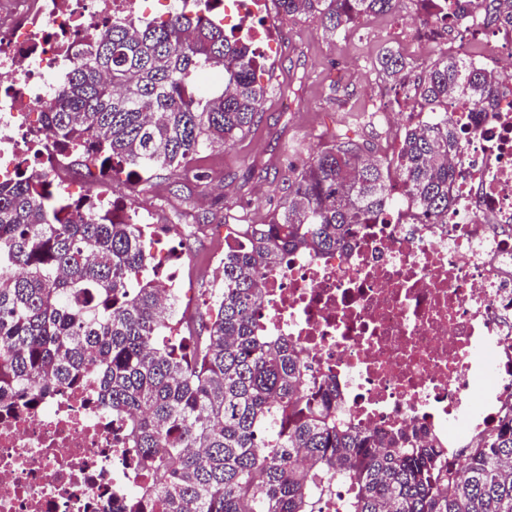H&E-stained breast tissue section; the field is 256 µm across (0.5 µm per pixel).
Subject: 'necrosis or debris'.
Wrapping results in <instances>:
<instances>
[{
    "instance_id": "1",
    "label": "necrosis or debris",
    "mask_w": 512,
    "mask_h": 512,
    "mask_svg": "<svg viewBox=\"0 0 512 512\" xmlns=\"http://www.w3.org/2000/svg\"><path fill=\"white\" fill-rule=\"evenodd\" d=\"M146 2L0 0V179L31 163L67 191L83 179L102 206L135 204L148 223L150 201L60 156L35 118L67 75L68 46L121 18L150 20ZM450 109L463 147L448 212L411 223L391 177L393 206L347 247L292 254L265 276L260 327L335 381L346 422L416 431L454 459L512 413V92L480 114ZM144 479L127 420L99 403L95 377L0 409V512H112Z\"/></svg>"
}]
</instances>
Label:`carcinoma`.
Returning <instances> with one entry per match:
<instances>
[{"instance_id": "carcinoma-1", "label": "carcinoma", "mask_w": 512, "mask_h": 512, "mask_svg": "<svg viewBox=\"0 0 512 512\" xmlns=\"http://www.w3.org/2000/svg\"><path fill=\"white\" fill-rule=\"evenodd\" d=\"M290 16L322 19L336 35L400 0H275ZM433 27L448 0H420ZM486 26L512 28V0H477ZM72 61L44 129L69 153L152 175L185 170L200 152L243 137L267 89L251 44L201 16L156 25L136 17L103 25L70 47ZM218 68L224 90L206 94ZM387 105L417 113L400 137L397 167L427 221L451 205L461 129L448 102L490 104L502 75L446 49L418 74L400 51L377 57ZM390 162L336 140L291 167L288 207L249 224L224 250V284L207 335L163 340L174 312L143 275L148 256L134 215L67 202L23 170L0 182V404L33 399L98 375L102 404L127 418L137 462L151 481L122 512H512V415L464 463L341 420L336 383L316 377L286 339L261 336V278L288 255L345 247L393 205Z\"/></svg>"}]
</instances>
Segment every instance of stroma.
<instances>
[{
  "instance_id": "obj_1",
  "label": "stroma",
  "mask_w": 512,
  "mask_h": 512,
  "mask_svg": "<svg viewBox=\"0 0 512 512\" xmlns=\"http://www.w3.org/2000/svg\"><path fill=\"white\" fill-rule=\"evenodd\" d=\"M416 0H401L396 17L372 15L347 34L325 35L315 16L281 15L266 0L261 26L270 42L261 54L256 78L267 95L257 123L244 140L206 150L187 170L158 172L135 186L137 195L156 200L146 240L160 238L177 248L179 260L163 275L185 281L177 307L193 313L194 333H202L209 303L219 285L212 268L224 256L226 242L241 224L267 223L288 198V168L300 164L334 138L358 143L366 157L398 150L399 130L407 115L386 108L384 83L374 62L385 48L395 46L400 32L426 42L430 56L454 47L477 53L489 69L499 60L489 44L490 30L440 38L428 31H407L421 16ZM192 214V225L182 221Z\"/></svg>"
}]
</instances>
